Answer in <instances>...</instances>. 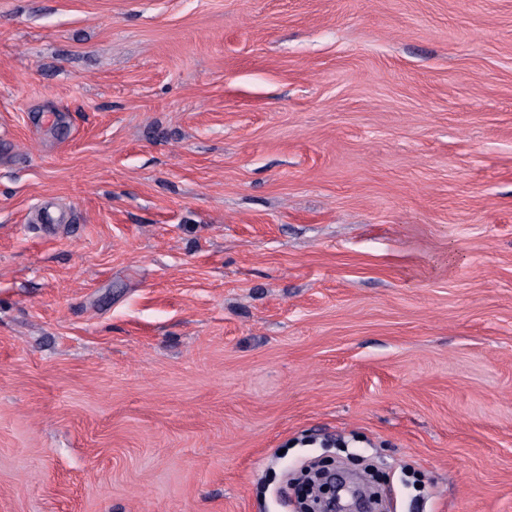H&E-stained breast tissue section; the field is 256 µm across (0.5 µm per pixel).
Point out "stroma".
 <instances>
[{"label":"stroma","mask_w":512,"mask_h":512,"mask_svg":"<svg viewBox=\"0 0 512 512\" xmlns=\"http://www.w3.org/2000/svg\"><path fill=\"white\" fill-rule=\"evenodd\" d=\"M354 448L512 512V0H0V512Z\"/></svg>","instance_id":"35a3bbf8"}]
</instances>
